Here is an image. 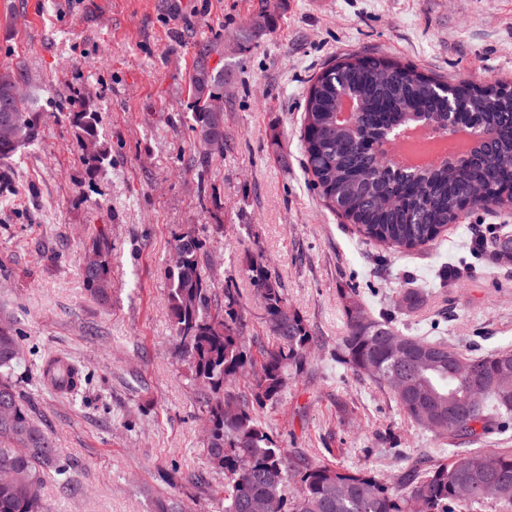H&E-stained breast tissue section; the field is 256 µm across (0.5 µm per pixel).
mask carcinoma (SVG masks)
<instances>
[{"label": "carcinoma", "instance_id": "cac0c4a2", "mask_svg": "<svg viewBox=\"0 0 512 512\" xmlns=\"http://www.w3.org/2000/svg\"><path fill=\"white\" fill-rule=\"evenodd\" d=\"M22 75L0 74V159L13 157L41 134V113L20 92ZM224 75L202 61L194 76V162L205 176L224 156ZM70 126L86 178L104 170L109 150L99 134L96 105L69 102ZM462 125L489 130L462 158L419 170L384 165L376 144L389 130L415 124ZM303 166L330 208L355 225L366 240L413 252L437 241L469 213L470 189L482 184L494 209L512 195V86L468 77L454 84L379 55L344 54L329 62L309 86L303 116ZM181 263L170 271L168 302L175 337L188 358L191 378L205 390L211 423L204 452L211 470L224 474V512H249L256 501L277 503L282 512H474L492 500L512 507V448H481L491 432L512 417V350L476 355L439 339L409 336L391 321L370 315L343 291L347 333L337 358L356 375L386 389L414 427L428 430L463 453L413 466L388 483L366 468L310 459L285 448L268 433L262 415L277 402L303 368L315 342L305 319L288 304L285 288L257 257L247 276L263 300L267 340L247 336V320L235 288L224 300L202 263L204 242L192 231L175 239ZM106 239L93 241L82 267L84 283L100 301L110 297L112 279ZM403 346L395 352L382 341ZM19 336L0 323V512H49L42 489L61 472V452L34 418L19 389ZM395 371L414 384L405 396L390 383ZM250 376L246 391L237 388ZM43 382L76 395L86 382L81 367L59 356L42 365Z\"/></svg>", "mask_w": 512, "mask_h": 512}]
</instances>
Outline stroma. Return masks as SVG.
I'll list each match as a JSON object with an SVG mask.
<instances>
[{
  "label": "stroma",
  "instance_id": "1",
  "mask_svg": "<svg viewBox=\"0 0 512 512\" xmlns=\"http://www.w3.org/2000/svg\"><path fill=\"white\" fill-rule=\"evenodd\" d=\"M259 0H0V71L22 72L44 120L41 139L0 160V316L20 337L23 392L62 450L43 497L51 512H221L223 474L204 453L203 391L174 337L168 305L174 240L191 230L216 295L238 290L250 335L264 309L245 273L261 257L315 342L263 422L315 460L399 476L448 447L411 426L390 394L336 359L340 294L374 315L405 289L420 310L410 336L474 354L512 349V264L470 253L475 231L512 233V209L476 211L442 242L401 253L362 239L312 187L301 127L312 79L337 55L377 52L427 75L512 81V0H274L251 40ZM224 73V156L198 177L191 80L199 59ZM94 101L111 165L85 180L61 106ZM279 148H272V141ZM110 246L112 293L82 278L87 247ZM455 276L444 292L442 266ZM51 355L86 372L78 397L42 386Z\"/></svg>",
  "mask_w": 512,
  "mask_h": 512
}]
</instances>
